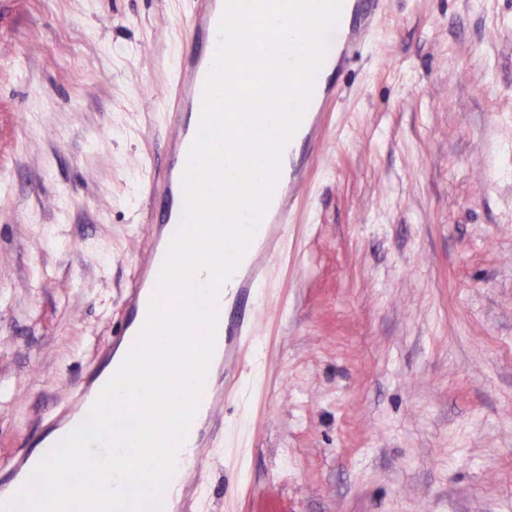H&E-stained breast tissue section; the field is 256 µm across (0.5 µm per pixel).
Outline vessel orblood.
I'll return each instance as SVG.
<instances>
[{"instance_id":"1","label":"vessel or blood","mask_w":512,"mask_h":512,"mask_svg":"<svg viewBox=\"0 0 512 512\" xmlns=\"http://www.w3.org/2000/svg\"><path fill=\"white\" fill-rule=\"evenodd\" d=\"M383 2L344 0L322 64L323 71L315 76L313 99L298 132L283 151L281 176L270 205L237 271L223 286V301L216 304L219 324L214 355L195 420L176 459L178 483L164 488L160 494L162 512H192L200 488L195 475L202 469V444L204 440L213 441L223 435L224 396L230 393L242 402L249 393L239 380L237 365L261 341L252 321L254 303L267 286L269 265L288 254L298 191L309 177L313 157L322 151L327 107L338 94L334 76L343 72L361 50L375 47L376 23ZM224 6L225 0H200L186 24L185 35L198 48L180 54L172 74L168 98L174 106L165 113L164 125L173 136L166 152L164 172L159 179L150 180L148 194L149 201H160L161 208L154 220L146 257L130 289L125 321L102 351L109 362L118 351H130L134 345L141 329L140 320L146 317L148 301L156 291L167 246L183 221L182 174L199 125L204 81L219 46L218 26ZM106 382V377L92 372L75 384L69 404L56 413L54 421L38 439L37 455L26 452L14 458L7 479L0 481V506L27 484L37 460L46 459L70 431L89 419L93 402Z\"/></svg>"}]
</instances>
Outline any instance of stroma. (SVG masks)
<instances>
[{
    "instance_id": "35a3bbf8",
    "label": "stroma",
    "mask_w": 512,
    "mask_h": 512,
    "mask_svg": "<svg viewBox=\"0 0 512 512\" xmlns=\"http://www.w3.org/2000/svg\"><path fill=\"white\" fill-rule=\"evenodd\" d=\"M197 0H0V475L125 316ZM194 512H512V0H385Z\"/></svg>"
}]
</instances>
